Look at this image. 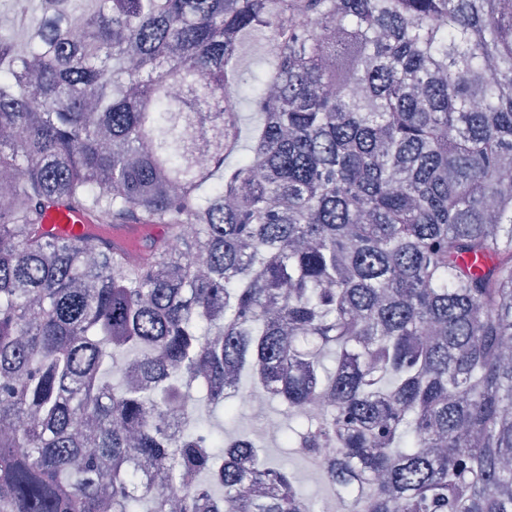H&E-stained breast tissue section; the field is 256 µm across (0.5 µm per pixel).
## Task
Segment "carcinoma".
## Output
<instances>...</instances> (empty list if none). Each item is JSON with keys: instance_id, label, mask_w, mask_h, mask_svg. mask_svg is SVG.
Masks as SVG:
<instances>
[{"instance_id": "carcinoma-1", "label": "carcinoma", "mask_w": 512, "mask_h": 512, "mask_svg": "<svg viewBox=\"0 0 512 512\" xmlns=\"http://www.w3.org/2000/svg\"><path fill=\"white\" fill-rule=\"evenodd\" d=\"M19 22L0 512H319L194 415L193 391L247 411L227 389L279 401L304 458L336 449L348 512H512V0H31ZM56 204L89 229L47 232Z\"/></svg>"}]
</instances>
